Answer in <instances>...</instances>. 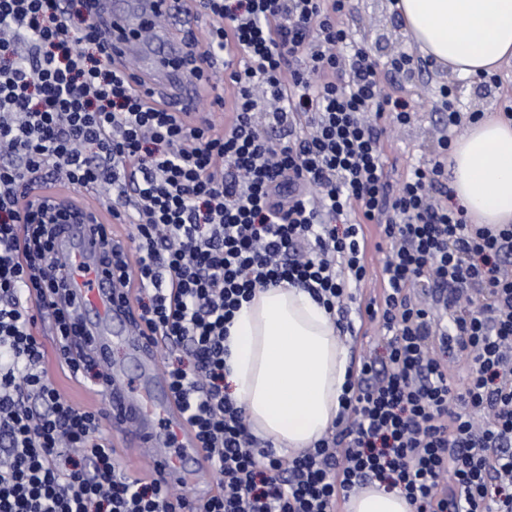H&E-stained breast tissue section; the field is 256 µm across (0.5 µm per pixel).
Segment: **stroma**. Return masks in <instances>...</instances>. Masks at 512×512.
Listing matches in <instances>:
<instances>
[{"label": "stroma", "instance_id": "stroma-1", "mask_svg": "<svg viewBox=\"0 0 512 512\" xmlns=\"http://www.w3.org/2000/svg\"><path fill=\"white\" fill-rule=\"evenodd\" d=\"M346 26L353 40L379 62V79L394 93L406 98L412 109L408 124L387 129L380 140L391 180H398L412 166L435 158L437 142L443 134L438 114L442 87H454L457 109L464 116L486 109L501 111L503 101L512 98V62L503 64L499 70L501 85L491 87L482 80L453 74L422 57H417L411 71L391 73V59L415 54L416 51L403 32L401 20L391 8V0H353V12L347 18ZM365 234L368 276L351 289L354 299L350 301L349 308L353 311L365 306L370 299L380 298L384 289L382 268L385 253L377 248L381 240L380 228L375 224L366 225ZM45 368L49 380L75 407L100 409L97 385L87 379L73 378L67 368L52 356L48 357Z\"/></svg>", "mask_w": 512, "mask_h": 512}]
</instances>
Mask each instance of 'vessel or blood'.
<instances>
[{
	"mask_svg": "<svg viewBox=\"0 0 512 512\" xmlns=\"http://www.w3.org/2000/svg\"><path fill=\"white\" fill-rule=\"evenodd\" d=\"M100 14L121 58L143 57L136 75L145 88L165 91L171 109L192 111L197 102L196 89L186 81L184 70L176 63L181 45L159 34L154 39L156 51L149 53L138 36L139 30L154 18L167 16L174 22L180 20L172 0H100ZM59 254L78 271L73 287L84 330L97 345L104 369L99 397L107 401L116 423L131 430L135 441L148 448L151 472L162 476L166 483L185 484L194 472L182 458L170 453V439H177L197 457H204L205 452L177 406L168 379L156 368L155 340L141 335L130 317L112 304V282L98 263L96 224L87 220L66 225ZM116 344L125 346L130 358L138 364V387H131L124 368L113 363L112 347Z\"/></svg>",
	"mask_w": 512,
	"mask_h": 512,
	"instance_id": "obj_1",
	"label": "vessel or blood"
}]
</instances>
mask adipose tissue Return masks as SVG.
<instances>
[{
    "label": "adipose tissue",
    "instance_id": "ef3b65f1",
    "mask_svg": "<svg viewBox=\"0 0 512 512\" xmlns=\"http://www.w3.org/2000/svg\"><path fill=\"white\" fill-rule=\"evenodd\" d=\"M405 33L426 57L478 77L512 59V0H397ZM449 187L475 224L512 223V119L471 122L448 157ZM350 366L326 308L292 286L256 290L224 341V379L254 436L280 454L313 447L334 426ZM346 512H411L404 496L370 485Z\"/></svg>",
    "mask_w": 512,
    "mask_h": 512
}]
</instances>
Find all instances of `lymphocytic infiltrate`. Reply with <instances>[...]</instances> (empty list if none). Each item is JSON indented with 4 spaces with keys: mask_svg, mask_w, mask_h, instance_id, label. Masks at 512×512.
Listing matches in <instances>:
<instances>
[{
    "mask_svg": "<svg viewBox=\"0 0 512 512\" xmlns=\"http://www.w3.org/2000/svg\"><path fill=\"white\" fill-rule=\"evenodd\" d=\"M98 2L76 18L68 0H0V512H336L374 483L412 512H512V225L468 223L444 161L390 183L380 137L411 107L350 44L352 0H196L212 27L203 46L180 28V64L203 87L223 65L219 135L137 88ZM60 178L109 186L113 219L135 229L102 231L101 258L117 303L176 353L166 376L221 481L208 499L123 474L102 414L46 376L45 313L74 376L100 366L55 249L73 212L51 192ZM368 224L387 245L386 288L364 307L382 351L314 448L255 452L224 389L227 326L256 289L288 283L351 330Z\"/></svg>",
    "mask_w": 512,
    "mask_h": 512,
    "instance_id": "f902f5d3",
    "label": "lymphocytic infiltrate"
}]
</instances>
